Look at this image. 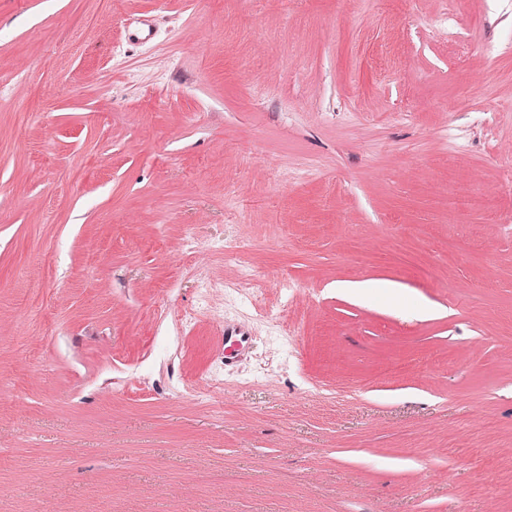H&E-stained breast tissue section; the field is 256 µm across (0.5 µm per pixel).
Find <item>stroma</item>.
Masks as SVG:
<instances>
[{
    "label": "stroma",
    "mask_w": 512,
    "mask_h": 512,
    "mask_svg": "<svg viewBox=\"0 0 512 512\" xmlns=\"http://www.w3.org/2000/svg\"><path fill=\"white\" fill-rule=\"evenodd\" d=\"M510 214L512 0H0V512H512Z\"/></svg>",
    "instance_id": "1"
}]
</instances>
